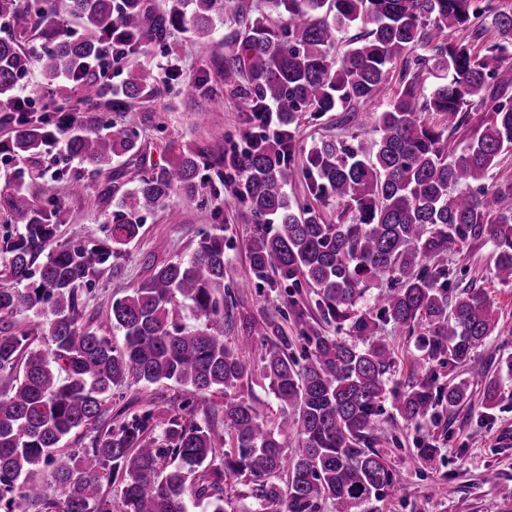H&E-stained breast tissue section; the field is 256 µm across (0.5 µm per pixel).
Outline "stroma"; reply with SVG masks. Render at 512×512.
Returning a JSON list of instances; mask_svg holds the SVG:
<instances>
[{"label": "stroma", "instance_id": "obj_1", "mask_svg": "<svg viewBox=\"0 0 512 512\" xmlns=\"http://www.w3.org/2000/svg\"><path fill=\"white\" fill-rule=\"evenodd\" d=\"M223 58V33L200 43L184 29L171 30L163 41L152 42L144 57L154 75L157 93L137 107L140 152L120 159L111 172L104 174L93 172L60 149L41 162V171L49 174L81 173L85 185L83 193L75 196L70 194L66 181L56 184L64 212L53 240L57 246L79 241L106 243L113 197L126 190L130 173H148L165 165L171 146L192 144L208 162L201 170L198 198H175L170 202L169 208L180 211L178 223L169 222L168 208L145 214L140 238L103 265L91 283L79 286V323L111 334L113 303L147 279L153 267L191 254L206 231L224 236L230 268L226 293L235 316H272L280 323H290L286 284H259L249 289L242 286L249 275L246 254L251 224L245 211L225 208L224 199L235 182L232 170L220 169L219 163L225 155L244 149L246 133H258L259 127L248 115L238 112L234 96L225 88ZM397 88V80H390L383 101L348 117L340 111L318 119L302 115L295 129L297 164L305 163L314 144L329 138L358 145L364 154H372L376 141L374 116L385 110L386 99L392 98ZM218 129L223 130V138L215 137ZM448 263L463 282L483 288L499 312L498 334L479 348L475 357L477 366L497 371L500 356L512 352V285L494 279L491 244L467 245L461 253L450 256ZM146 395L174 406L200 401L191 389L170 382L145 391L137 385L122 386L113 390L107 413L114 417L121 412H138ZM378 425L377 448L401 472L405 491L397 499L376 503V512H493L501 497L512 491V447L499 444L501 433L512 431L511 379L504 380L502 398L492 411H484L475 401L453 414L440 412L416 427L406 425L387 404ZM421 437L436 441L438 452L433 462L422 464L413 458ZM490 472L495 475L494 482L484 483V475Z\"/></svg>", "mask_w": 512, "mask_h": 512}]
</instances>
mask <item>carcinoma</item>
I'll use <instances>...</instances> for the list:
<instances>
[{
	"label": "carcinoma",
	"instance_id": "carcinoma-1",
	"mask_svg": "<svg viewBox=\"0 0 512 512\" xmlns=\"http://www.w3.org/2000/svg\"><path fill=\"white\" fill-rule=\"evenodd\" d=\"M160 13L149 0H0V107L19 113L0 155L40 164L57 146L99 174L140 150L136 103L156 87L137 59L149 41L172 27L197 41L224 34V84L233 87L240 111L272 105L282 136H252L246 149L224 164L242 180L228 205L245 207L254 230L248 242L251 277L305 282L316 293L326 325L346 336H329L308 320L305 303L289 296L299 336L276 321L240 319L243 335L231 344L224 328L233 315L224 300V236L204 234L188 256L155 267L152 275L112 304L116 344L75 318L76 287L87 283L142 230L143 214L174 194L194 199L201 168L189 144L148 175L133 174L112 205L107 243L97 248L63 245L46 250L62 223V207L48 186L33 192L23 180L0 189V212L23 231L4 238L8 277L0 280V375L22 369L0 393V512H54L47 492L63 495V512H112V493L102 482L121 475L120 512H186L187 489L211 498L224 512V479L234 477L264 512H372L370 505L404 490L400 472L373 445L382 402L392 399L398 416L417 421L447 405L471 401L468 379L441 384L439 368L452 371L475 359L499 331V315L481 288L461 285L455 271L433 260L467 243L493 244L494 277L512 284V179L485 183L500 157L512 151V96L499 65L512 59V11L477 0H266L253 15L231 0H165ZM65 11L76 22L57 25ZM358 35L336 56L340 34ZM448 31L450 41L431 44L428 28ZM494 38L483 40L487 30ZM36 34L41 51L19 41ZM120 45L132 60L121 89L105 96L91 64L101 47ZM38 63L45 89L75 78L79 100L104 111L125 112V125L107 134L66 125L61 117L34 120L16 102L20 82ZM401 90L376 117L378 139L370 160L361 150L322 140L294 164V127L302 113L323 116L356 111L380 99L395 68ZM440 75L426 96L417 93L419 71ZM431 112L442 126L425 120ZM482 113L473 135L448 149L446 131H457L471 113ZM321 202L334 199L351 211L330 224L314 205L292 202L287 187L298 177ZM389 283L374 305L360 306L369 290ZM187 311L201 325L187 330L175 316ZM27 314L35 328L14 331L10 318ZM416 337L418 355L401 386H388L394 351L378 332L386 325ZM33 336L45 349L30 348ZM260 363L280 405L272 427L264 413L238 395ZM512 378V355L494 374H474L483 408L498 407L501 375ZM175 382L196 393L224 395V430L233 448L217 457V440L201 408V420L170 410L165 444L154 428L157 403L129 419L104 420L112 390L130 384ZM93 426L89 448L56 458L75 430ZM294 428L298 449L285 453L282 433ZM287 470V481L276 477Z\"/></svg>",
	"mask_w": 512,
	"mask_h": 512
}]
</instances>
